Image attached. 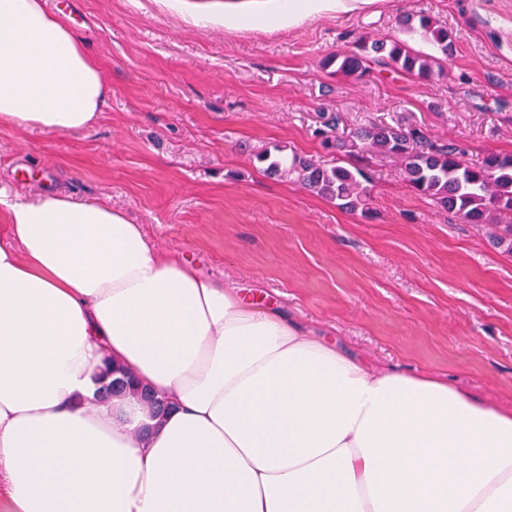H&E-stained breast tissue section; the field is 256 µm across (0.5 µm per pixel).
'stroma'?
Wrapping results in <instances>:
<instances>
[{
  "instance_id": "obj_1",
  "label": "stroma",
  "mask_w": 512,
  "mask_h": 512,
  "mask_svg": "<svg viewBox=\"0 0 512 512\" xmlns=\"http://www.w3.org/2000/svg\"><path fill=\"white\" fill-rule=\"evenodd\" d=\"M419 11L456 35L432 78L329 66L361 39L434 54L398 24ZM53 12L99 64L106 103L77 132L1 125L0 188L119 208L200 275L264 297L371 366L512 405V255L487 230L413 193L392 156H364L366 217L255 159L281 147L350 168L317 130L380 122L460 144L473 163L512 155V0H374L293 27L273 23L275 0H62Z\"/></svg>"
}]
</instances>
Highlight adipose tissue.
<instances>
[{
	"label": "adipose tissue",
	"mask_w": 512,
	"mask_h": 512,
	"mask_svg": "<svg viewBox=\"0 0 512 512\" xmlns=\"http://www.w3.org/2000/svg\"><path fill=\"white\" fill-rule=\"evenodd\" d=\"M373 0H284L295 26ZM99 66L0 0V123L86 129ZM6 512H512V409L373 369L150 244L110 205L0 190ZM112 357L170 407L95 396Z\"/></svg>",
	"instance_id": "adipose-tissue-1"
}]
</instances>
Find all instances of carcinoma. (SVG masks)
I'll use <instances>...</instances> for the list:
<instances>
[{"instance_id": "cac0c4a2", "label": "carcinoma", "mask_w": 512, "mask_h": 512, "mask_svg": "<svg viewBox=\"0 0 512 512\" xmlns=\"http://www.w3.org/2000/svg\"><path fill=\"white\" fill-rule=\"evenodd\" d=\"M401 28L429 40L447 59L456 48V38L448 25L425 13L406 15ZM374 61L392 70L428 79L433 75L437 58L414 52L399 40L363 41L357 52L339 55L331 62L337 71L363 75L366 64ZM324 148L352 155L370 148L397 156L402 161L406 182L418 194L431 199L435 206L464 224H487L500 221L492 235L494 244L512 254V156L486 154L481 163L472 165L465 151L454 143H441L428 138L417 127L372 124L356 129L347 140L333 131L321 132ZM264 171L272 177L293 175L304 187L350 211L367 216L371 213V192L359 168L351 170L335 165L323 167L294 154L291 158L273 156L267 150L256 155ZM105 371L97 378V394L110 399L124 393L140 398L155 415L165 411L163 402L137 387L121 370L105 359Z\"/></svg>"}]
</instances>
